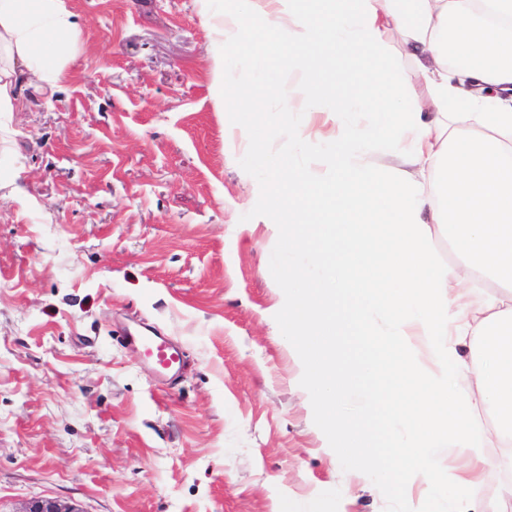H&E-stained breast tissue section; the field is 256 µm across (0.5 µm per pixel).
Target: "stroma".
I'll use <instances>...</instances> for the list:
<instances>
[{
	"mask_svg": "<svg viewBox=\"0 0 512 512\" xmlns=\"http://www.w3.org/2000/svg\"><path fill=\"white\" fill-rule=\"evenodd\" d=\"M64 77L0 114V512H394L341 471L288 347L306 253L261 219L283 165L224 131L221 0H65ZM184 358L168 381L122 338Z\"/></svg>",
	"mask_w": 512,
	"mask_h": 512,
	"instance_id": "35a3bbf8",
	"label": "stroma"
}]
</instances>
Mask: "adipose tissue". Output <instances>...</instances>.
<instances>
[{
    "label": "adipose tissue",
    "instance_id": "adipose-tissue-1",
    "mask_svg": "<svg viewBox=\"0 0 512 512\" xmlns=\"http://www.w3.org/2000/svg\"><path fill=\"white\" fill-rule=\"evenodd\" d=\"M221 25L226 65L288 55L267 95L332 124L270 125L300 160L259 189L322 271L288 274L285 321L337 461L403 512H477L512 471V0H225ZM82 33L63 0H0V112ZM338 59L363 77L341 105L311 92Z\"/></svg>",
    "mask_w": 512,
    "mask_h": 512
}]
</instances>
